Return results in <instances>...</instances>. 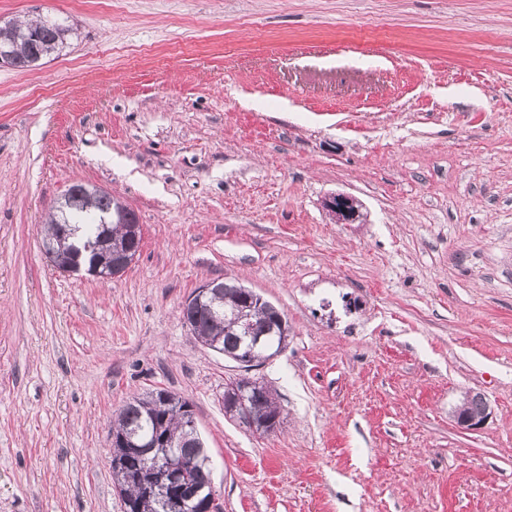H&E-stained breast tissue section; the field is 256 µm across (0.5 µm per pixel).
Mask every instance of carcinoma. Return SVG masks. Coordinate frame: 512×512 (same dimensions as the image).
<instances>
[{"mask_svg": "<svg viewBox=\"0 0 512 512\" xmlns=\"http://www.w3.org/2000/svg\"><path fill=\"white\" fill-rule=\"evenodd\" d=\"M74 35V28L56 19H10L0 21V57L7 56L11 63L22 68L32 67L53 53L61 51ZM115 197L112 193L84 183L71 185L61 196L58 205L48 213L44 222L42 252L54 267H59L53 240L65 232L71 236L74 249L69 260L77 266H87L94 273L99 265L107 261L106 256L96 251L94 245L103 237L124 234V225L139 223L134 210L126 211L123 222L115 214ZM259 298L253 290L231 281L224 282L223 301L216 306L229 309L235 305H246ZM190 333L200 342L218 341L220 349L233 352L239 346L240 330L224 322V316L210 308L190 311ZM256 335L270 336L280 343L281 324L275 318L267 302L253 307L251 318ZM256 387L249 390L254 415L269 424L276 432L282 423V411L272 388L265 382L254 380ZM176 398L174 393L156 389L144 397L126 401L117 411L112 422V444L123 436L132 434L148 438L156 432L169 437L178 447L180 457L192 464L188 471L190 484L200 488L211 481L209 455L202 437L193 434L187 422L163 402ZM113 474L125 506V512H161L153 500L145 498L144 483L149 473L144 471L143 458L135 451L123 454L120 463H112Z\"/></svg>", "mask_w": 512, "mask_h": 512, "instance_id": "obj_1", "label": "carcinoma"}]
</instances>
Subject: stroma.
<instances>
[{
  "mask_svg": "<svg viewBox=\"0 0 512 512\" xmlns=\"http://www.w3.org/2000/svg\"><path fill=\"white\" fill-rule=\"evenodd\" d=\"M39 15L81 35L0 64V512H124L112 418L162 388L223 512H512V0H0ZM76 182L138 215L117 278L41 252ZM227 277L288 317L270 435L180 320ZM323 209L336 224L363 223L359 201L345 193L331 194L324 198ZM458 407H464L467 410H470L472 412H478L483 407V409L479 413H476V414H467V413H463L459 410H456L454 412V420H455L456 424L460 428L466 429V430L481 429L485 425V423L488 421V419L490 418V416L492 414L491 407H490L489 403L486 402L484 405V399L478 393H476L472 396L467 395L464 398L462 404L459 405Z\"/></svg>",
  "mask_w": 512,
  "mask_h": 512,
  "instance_id": "stroma-1",
  "label": "stroma"
}]
</instances>
